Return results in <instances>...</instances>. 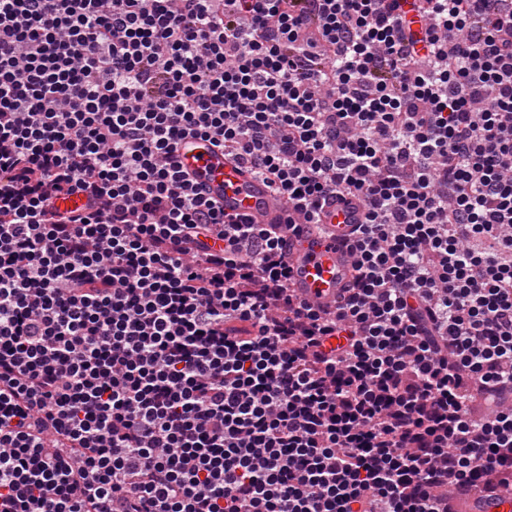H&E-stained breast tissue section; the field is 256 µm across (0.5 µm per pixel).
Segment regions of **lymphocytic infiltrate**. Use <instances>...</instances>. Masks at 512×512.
<instances>
[{
	"instance_id": "lymphocytic-infiltrate-1",
	"label": "lymphocytic infiltrate",
	"mask_w": 512,
	"mask_h": 512,
	"mask_svg": "<svg viewBox=\"0 0 512 512\" xmlns=\"http://www.w3.org/2000/svg\"><path fill=\"white\" fill-rule=\"evenodd\" d=\"M191 138L364 208L342 305ZM511 392L512 0H0V512H453ZM178 157L202 194L223 205L226 214L245 215L253 224H288L291 212L286 203L244 165L196 139L183 141Z\"/></svg>"
}]
</instances>
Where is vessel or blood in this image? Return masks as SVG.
Here are the masks:
<instances>
[{
	"mask_svg": "<svg viewBox=\"0 0 512 512\" xmlns=\"http://www.w3.org/2000/svg\"><path fill=\"white\" fill-rule=\"evenodd\" d=\"M182 165L206 197L218 201L229 215H244L255 224L287 223L291 212L260 178L244 165L213 152L206 142L188 139L178 148ZM363 210L353 202L329 198L319 212V230L299 225L287 237L286 251L296 294L327 309H335L352 280L354 257L342 241ZM456 512H512V503L477 494L457 501Z\"/></svg>",
	"mask_w": 512,
	"mask_h": 512,
	"instance_id": "obj_1",
	"label": "vessel or blood"
}]
</instances>
